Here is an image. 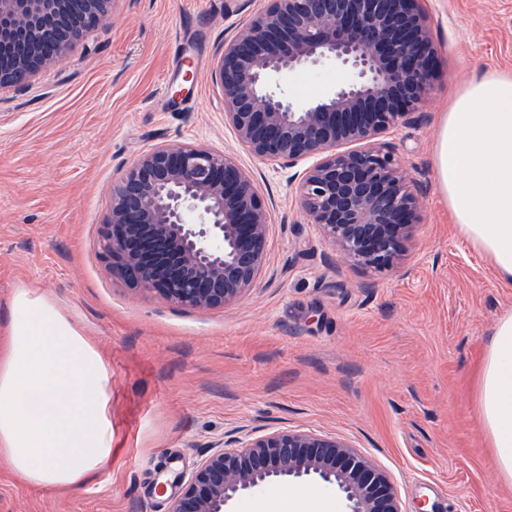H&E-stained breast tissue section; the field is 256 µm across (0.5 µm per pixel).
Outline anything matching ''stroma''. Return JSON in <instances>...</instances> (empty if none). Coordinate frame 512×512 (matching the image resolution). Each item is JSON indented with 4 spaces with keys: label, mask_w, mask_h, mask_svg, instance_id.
<instances>
[{
    "label": "stroma",
    "mask_w": 512,
    "mask_h": 512,
    "mask_svg": "<svg viewBox=\"0 0 512 512\" xmlns=\"http://www.w3.org/2000/svg\"><path fill=\"white\" fill-rule=\"evenodd\" d=\"M266 0H114L112 21L23 87L0 89V328L16 288L46 293L109 367L112 461L61 491L0 465V512H169L178 475L216 441L306 430L351 443L402 512H512L478 419L474 373L512 282L459 235L435 172L451 95L512 74V0H423L435 85L391 145L421 184L423 220L396 268L340 259L299 209V166L255 159L224 121L213 80L225 41ZM339 65L279 79L295 104L343 87ZM224 151L254 180L270 231L257 285L185 310L128 284L101 233L116 166L160 142ZM319 483L239 499L234 512H345Z\"/></svg>",
    "instance_id": "obj_1"
}]
</instances>
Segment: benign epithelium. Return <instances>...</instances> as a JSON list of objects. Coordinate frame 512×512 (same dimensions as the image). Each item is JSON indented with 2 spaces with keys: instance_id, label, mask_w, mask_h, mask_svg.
Instances as JSON below:
<instances>
[{
  "instance_id": "obj_1",
  "label": "benign epithelium",
  "mask_w": 512,
  "mask_h": 512,
  "mask_svg": "<svg viewBox=\"0 0 512 512\" xmlns=\"http://www.w3.org/2000/svg\"><path fill=\"white\" fill-rule=\"evenodd\" d=\"M112 17V0H0V87L61 63ZM352 79L296 106L275 78L324 62ZM436 54L419 0H268L224 44L215 80L224 120L256 159L316 163L299 174L300 207L322 237L364 269L394 265L419 224L416 181L381 142L432 89ZM363 145L346 151L341 146ZM268 212L250 175L226 154L160 143L118 167L103 253L134 287L205 311L239 300L265 267ZM214 451L180 480L169 512H226L239 498L314 480L347 512H401L388 477L349 443L273 431Z\"/></svg>"
}]
</instances>
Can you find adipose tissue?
<instances>
[{"label":"adipose tissue","instance_id":"adipose-tissue-1","mask_svg":"<svg viewBox=\"0 0 512 512\" xmlns=\"http://www.w3.org/2000/svg\"><path fill=\"white\" fill-rule=\"evenodd\" d=\"M435 170L459 233L512 282V77L476 75L440 124ZM0 332V463L20 480L68 489L112 458L107 364L45 294L16 289ZM493 463L512 483V312L496 322L477 376Z\"/></svg>","mask_w":512,"mask_h":512}]
</instances>
